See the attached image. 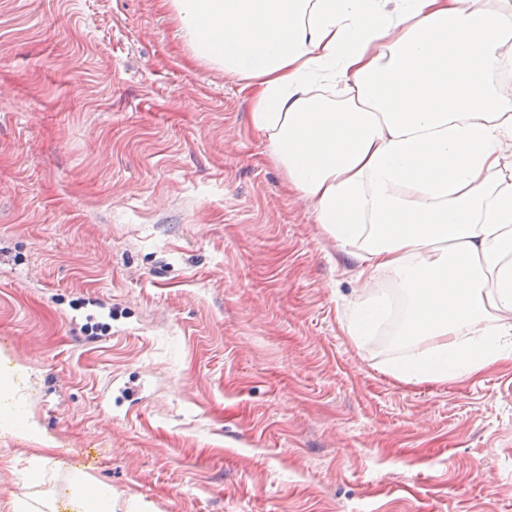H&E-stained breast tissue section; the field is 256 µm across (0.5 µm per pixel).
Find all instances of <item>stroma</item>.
<instances>
[{
  "label": "stroma",
  "mask_w": 512,
  "mask_h": 512,
  "mask_svg": "<svg viewBox=\"0 0 512 512\" xmlns=\"http://www.w3.org/2000/svg\"><path fill=\"white\" fill-rule=\"evenodd\" d=\"M166 0H0V512H512V359L413 385ZM72 484L76 494L69 512H112V495L107 498L92 495L91 491L98 481L84 472L72 476ZM34 500L40 508L35 507L32 504ZM16 512H29V510L47 511V512H58L56 500L53 494L48 491H44L42 496L38 499H33L29 495L23 494V496L16 498L15 501Z\"/></svg>",
  "instance_id": "1"
}]
</instances>
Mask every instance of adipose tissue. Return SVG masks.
<instances>
[{
  "mask_svg": "<svg viewBox=\"0 0 512 512\" xmlns=\"http://www.w3.org/2000/svg\"><path fill=\"white\" fill-rule=\"evenodd\" d=\"M198 56L261 90L253 128L323 233L411 304L419 384L512 337V0H170Z\"/></svg>",
  "mask_w": 512,
  "mask_h": 512,
  "instance_id": "1",
  "label": "adipose tissue"
}]
</instances>
